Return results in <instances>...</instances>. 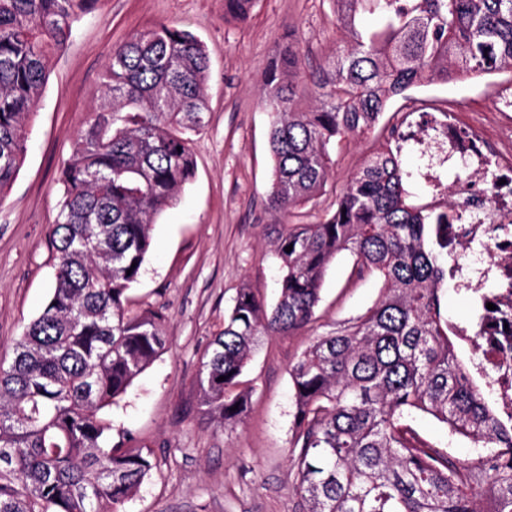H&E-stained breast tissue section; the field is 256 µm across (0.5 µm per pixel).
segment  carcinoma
Returning a JSON list of instances; mask_svg holds the SVG:
<instances>
[{"instance_id":"1","label":"carcinoma","mask_w":512,"mask_h":512,"mask_svg":"<svg viewBox=\"0 0 512 512\" xmlns=\"http://www.w3.org/2000/svg\"><path fill=\"white\" fill-rule=\"evenodd\" d=\"M100 2L0 0V194L23 164L50 57ZM331 2L344 31L331 65L305 73L290 39L265 72L266 204L283 217L315 199L336 145L369 134L393 98L512 71V0ZM256 3L224 0V19H246ZM365 12L380 14L381 27L358 28ZM208 67L197 36L165 22L112 48L59 172L52 294L12 363L0 364V512H123L158 468L130 433L112 441L107 410L167 344L165 309L132 308L129 290L155 218L194 176ZM405 176L383 148L347 176L331 214L274 228L279 299L269 309L253 289H237L201 357L200 406L221 426L240 420V377L259 342L314 321L327 268L347 250L357 273L378 274L383 288L365 314L314 337L291 365V457L305 512H512V434L467 379L441 313L448 255L432 235L448 214L413 202ZM418 413L484 446L461 462L418 434Z\"/></svg>"}]
</instances>
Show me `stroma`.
<instances>
[{
  "label": "stroma",
  "instance_id": "35a3bbf8",
  "mask_svg": "<svg viewBox=\"0 0 512 512\" xmlns=\"http://www.w3.org/2000/svg\"><path fill=\"white\" fill-rule=\"evenodd\" d=\"M156 22L189 30L204 43L210 112L194 137L195 175L154 224L130 292L135 306L166 307L170 344L112 409L113 434L131 432L160 462L124 512H302L289 462L290 365L310 337L373 306L381 293L378 276L356 275L353 256L336 255L309 332L269 337L242 375L252 394L240 422L220 428L201 412L196 377L237 288H253L269 304L277 299L279 263L269 229L280 218L264 206L273 160L269 115L260 105L263 76L290 37L299 42L302 63L333 59L342 33L330 0H258L243 22L225 21L224 0H101L76 23L69 44L50 59L23 166L0 197V359L11 358L24 326L48 300L55 276L50 234L62 197L58 171L95 104L112 47ZM508 83L512 73L502 71L428 83L412 94L441 108L485 112L491 90ZM400 106L393 101L368 137L337 147L316 208L295 214L292 223L316 221L330 210L346 176L388 146Z\"/></svg>",
  "mask_w": 512,
  "mask_h": 512
}]
</instances>
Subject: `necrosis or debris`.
I'll list each match as a JSON object with an SVG mask.
<instances>
[{"label": "necrosis or debris", "mask_w": 512, "mask_h": 512, "mask_svg": "<svg viewBox=\"0 0 512 512\" xmlns=\"http://www.w3.org/2000/svg\"><path fill=\"white\" fill-rule=\"evenodd\" d=\"M395 144L423 160L416 177L447 212L435 230L451 264L454 290L467 295L469 319L448 333L466 355L470 381L486 388L498 426L512 431V84L489 113L463 120L424 101L399 119Z\"/></svg>", "instance_id": "necrosis-or-debris-1"}]
</instances>
